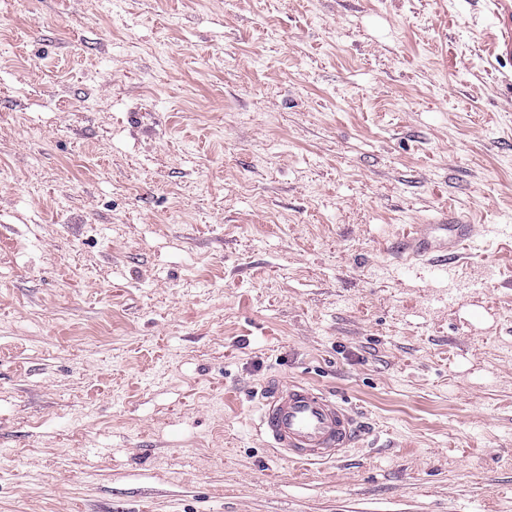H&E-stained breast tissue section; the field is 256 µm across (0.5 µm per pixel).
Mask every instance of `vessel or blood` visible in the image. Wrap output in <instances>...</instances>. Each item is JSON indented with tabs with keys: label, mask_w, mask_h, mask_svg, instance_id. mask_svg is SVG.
I'll return each instance as SVG.
<instances>
[{
	"label": "vessel or blood",
	"mask_w": 512,
	"mask_h": 512,
	"mask_svg": "<svg viewBox=\"0 0 512 512\" xmlns=\"http://www.w3.org/2000/svg\"><path fill=\"white\" fill-rule=\"evenodd\" d=\"M477 228L457 219L419 224L400 240L405 260L460 256ZM257 431L278 456L302 464L337 459L359 436L354 411L318 386L270 380L262 388Z\"/></svg>",
	"instance_id": "1"
}]
</instances>
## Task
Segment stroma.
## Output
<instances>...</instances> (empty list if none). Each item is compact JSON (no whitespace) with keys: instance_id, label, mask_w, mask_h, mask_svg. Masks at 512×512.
<instances>
[{"instance_id":"35a3bbf8","label":"stroma","mask_w":512,"mask_h":512,"mask_svg":"<svg viewBox=\"0 0 512 512\" xmlns=\"http://www.w3.org/2000/svg\"><path fill=\"white\" fill-rule=\"evenodd\" d=\"M497 0H0V512H512ZM477 227L405 262L414 224ZM272 377L362 437L298 465Z\"/></svg>"}]
</instances>
